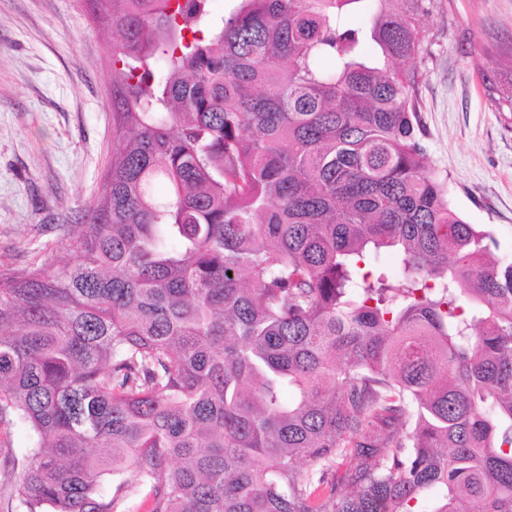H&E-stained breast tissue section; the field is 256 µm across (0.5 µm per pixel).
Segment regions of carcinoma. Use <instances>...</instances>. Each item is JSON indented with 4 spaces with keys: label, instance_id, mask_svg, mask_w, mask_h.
<instances>
[{
    "label": "carcinoma",
    "instance_id": "cac0c4a2",
    "mask_svg": "<svg viewBox=\"0 0 512 512\" xmlns=\"http://www.w3.org/2000/svg\"><path fill=\"white\" fill-rule=\"evenodd\" d=\"M85 2L112 162L73 263L0 270L26 512H512V259L404 67L436 0Z\"/></svg>",
    "mask_w": 512,
    "mask_h": 512
}]
</instances>
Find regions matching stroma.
Instances as JSON below:
<instances>
[{"mask_svg":"<svg viewBox=\"0 0 512 512\" xmlns=\"http://www.w3.org/2000/svg\"><path fill=\"white\" fill-rule=\"evenodd\" d=\"M419 105L428 164L454 209L512 255V0H438L419 22ZM112 35L84 0H0V266L73 256L112 159ZM27 434L0 427V512H24Z\"/></svg>","mask_w":512,"mask_h":512,"instance_id":"35a3bbf8","label":"stroma"}]
</instances>
